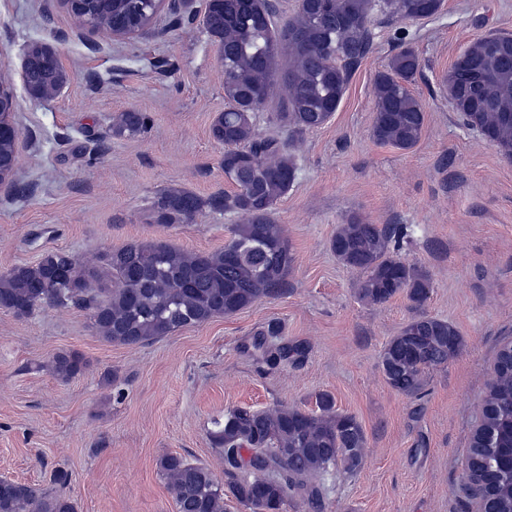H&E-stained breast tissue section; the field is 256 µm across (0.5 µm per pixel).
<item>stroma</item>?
<instances>
[{
	"mask_svg": "<svg viewBox=\"0 0 512 512\" xmlns=\"http://www.w3.org/2000/svg\"><path fill=\"white\" fill-rule=\"evenodd\" d=\"M372 32L333 117L291 147L297 177L274 219L295 262L274 294L141 345L103 339L73 307L25 318L0 309V478L52 491L62 469L77 512H177L162 455L223 478L214 419L238 406L311 411L327 393L359 420L366 448L356 474L328 480L321 512H477L463 492L467 448L496 353L512 340V161L462 124L443 79L476 38L512 34V0H443L431 19L378 17ZM34 41L55 48L66 75L44 101L22 78ZM404 44L419 56L408 88L425 111L408 151L371 135L373 81ZM0 81L13 90L20 131L14 182L0 187V272L48 250L84 262L133 240L223 248L234 216L206 210L168 228L143 218L165 189L206 198L228 188L224 147L211 136L224 66L199 20L163 0L150 30L112 38L79 25L62 0H0ZM123 112L149 115L147 132L114 138L112 119ZM353 215L402 226L399 256L432 278L420 311L465 340L447 367L428 373L421 398L392 389L379 365L417 310L401 295L361 302L357 273L330 250ZM273 319L287 338L310 343L303 365L272 369L244 352ZM64 351L88 369L56 376L51 362ZM107 371L116 375L109 385L100 381Z\"/></svg>",
	"mask_w": 512,
	"mask_h": 512,
	"instance_id": "obj_1",
	"label": "stroma"
}]
</instances>
